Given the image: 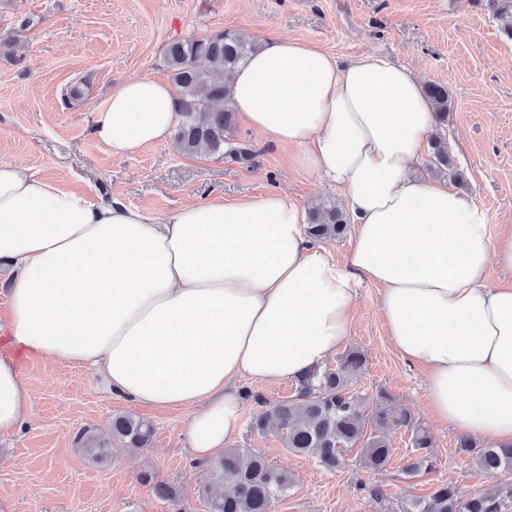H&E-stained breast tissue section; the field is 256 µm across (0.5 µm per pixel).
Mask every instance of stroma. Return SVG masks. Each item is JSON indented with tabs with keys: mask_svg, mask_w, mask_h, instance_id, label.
<instances>
[{
	"mask_svg": "<svg viewBox=\"0 0 512 512\" xmlns=\"http://www.w3.org/2000/svg\"><path fill=\"white\" fill-rule=\"evenodd\" d=\"M222 30L260 44L299 39L342 63L374 54L423 81L445 83L453 99L441 129L450 171L435 182L470 194L490 233L512 224V40L487 0H0V159L91 201L114 199L158 219L190 202L272 191L304 208L342 200V187L313 173L294 174L286 151L241 119L230 136L254 151V162L245 165L186 155L171 142L115 153L92 137L93 112L115 85L170 77L168 44ZM70 87L79 89V99H64ZM378 294L369 284L359 292L348 346L363 351L367 365L352 388L370 396L386 391L427 425L437 469L429 478L404 474L409 437L401 430L390 434L396 454L384 470H366L355 452L341 469H323L285 448L276 428L251 429L269 404L297 392L288 382L256 385L232 445L292 475L294 485L274 512H402L434 481L466 495L512 486V474L477 470L458 453V432L433 422L424 372L392 347ZM18 362L34 394L26 427L0 438V499L11 512H208L207 471L193 464L184 434L188 410L158 411L118 398L90 368L23 354ZM118 414L152 422L150 447L134 450L113 439ZM87 431L109 440L104 459L81 451ZM147 470L174 487V499L158 498L141 482ZM373 486L383 499L369 495Z\"/></svg>",
	"mask_w": 512,
	"mask_h": 512,
	"instance_id": "obj_1",
	"label": "stroma"
}]
</instances>
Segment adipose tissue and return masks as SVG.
Wrapping results in <instances>:
<instances>
[{"label": "adipose tissue", "mask_w": 512, "mask_h": 512, "mask_svg": "<svg viewBox=\"0 0 512 512\" xmlns=\"http://www.w3.org/2000/svg\"><path fill=\"white\" fill-rule=\"evenodd\" d=\"M230 106L299 172L342 186L352 245L338 259L281 193L182 206L164 221L0 160V259L13 275L0 351V435L30 418L17 351L95 368L113 393L190 407L193 457L240 431L241 381L298 382L347 343L362 286L379 289L389 340L426 370L432 417L512 442V224L490 234L463 193L415 169L437 120L421 79L365 55L348 65L274 39L228 76ZM179 118L166 79L117 84L91 135L116 153L166 143Z\"/></svg>", "instance_id": "adipose-tissue-1"}]
</instances>
